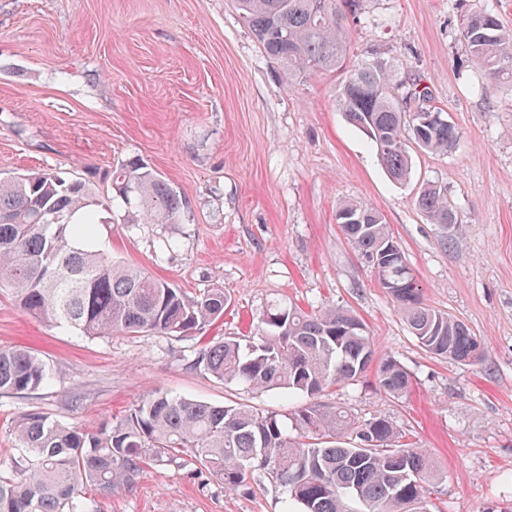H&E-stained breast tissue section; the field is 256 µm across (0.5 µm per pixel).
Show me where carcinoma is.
<instances>
[{
  "label": "carcinoma",
  "instance_id": "obj_1",
  "mask_svg": "<svg viewBox=\"0 0 512 512\" xmlns=\"http://www.w3.org/2000/svg\"><path fill=\"white\" fill-rule=\"evenodd\" d=\"M267 58L288 84L311 76L341 78L336 102L371 142L388 176L411 173L409 146L452 151L461 135L447 113L432 107L430 87L377 51L351 58L348 12L356 0H234ZM475 64L512 85V28L479 10L460 19ZM112 195L90 180L44 170L0 178V288L30 316L63 323L98 338L155 332L189 333L224 317L219 288L189 295L144 271L112 261L96 233L98 212L124 208L127 224H180L184 202L165 178L138 158L112 170ZM417 206L430 224L459 231L445 189L429 184ZM336 223L359 256L375 259L379 284L391 294L427 352L471 365L484 345L465 323L423 302L422 288L381 212L343 203ZM376 366L383 393L398 397L412 380L391 356L376 359L364 322L336 306L304 310L272 303L243 344L226 338L199 350L193 366L226 384L285 397L312 396L358 381ZM46 364L22 348H0V396L48 386ZM12 432L25 465L0 470V512H89L87 493L110 496L134 487L150 462L184 457L198 474L236 490L269 475L285 495V512H428L423 484L436 477L424 448L400 440L384 417L360 422L340 406L309 404L289 415L237 404L216 406L155 392L96 432L18 415Z\"/></svg>",
  "mask_w": 512,
  "mask_h": 512
}]
</instances>
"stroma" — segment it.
<instances>
[{"label": "stroma", "mask_w": 512, "mask_h": 512, "mask_svg": "<svg viewBox=\"0 0 512 512\" xmlns=\"http://www.w3.org/2000/svg\"><path fill=\"white\" fill-rule=\"evenodd\" d=\"M469 10L512 27V0H358L351 50L376 48L432 89L461 131L448 154L413 152L393 181L336 104L338 76L287 86L233 0H0V178L56 169L94 173L142 159L186 202L180 224H127L103 212L114 261L190 293L223 289L224 318L186 336L88 338L27 315L0 289V347L24 346L55 374L24 397H0V468L21 459L17 415L99 429L155 391L290 413L302 398L252 393L191 368L202 342L247 341L267 303L356 314L378 356L408 371L391 397L374 374L319 396L356 419L390 420L429 451L432 512H512V87L480 79L459 31ZM445 188L461 242L427 223L421 188ZM343 202L380 211L432 308L482 336L480 363L425 352L396 303L336 222ZM93 512H283L264 475L226 490L191 465L146 467Z\"/></svg>", "instance_id": "1"}]
</instances>
